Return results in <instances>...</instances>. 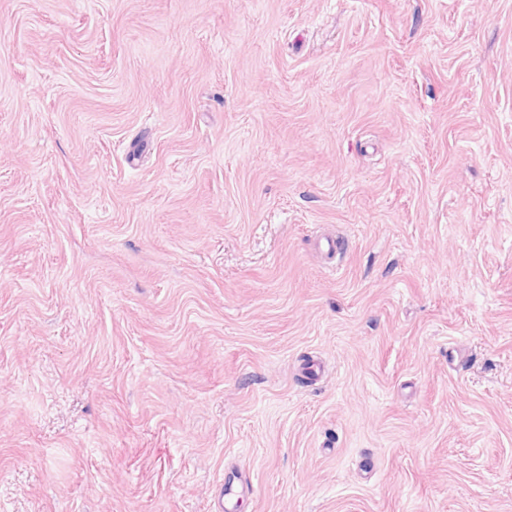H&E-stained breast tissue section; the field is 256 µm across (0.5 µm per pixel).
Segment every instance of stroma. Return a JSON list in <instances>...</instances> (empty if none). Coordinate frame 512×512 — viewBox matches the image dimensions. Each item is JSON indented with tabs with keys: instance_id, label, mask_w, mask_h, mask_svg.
<instances>
[{
	"instance_id": "obj_1",
	"label": "stroma",
	"mask_w": 512,
	"mask_h": 512,
	"mask_svg": "<svg viewBox=\"0 0 512 512\" xmlns=\"http://www.w3.org/2000/svg\"><path fill=\"white\" fill-rule=\"evenodd\" d=\"M232 473L512 512V0H0V512Z\"/></svg>"
}]
</instances>
